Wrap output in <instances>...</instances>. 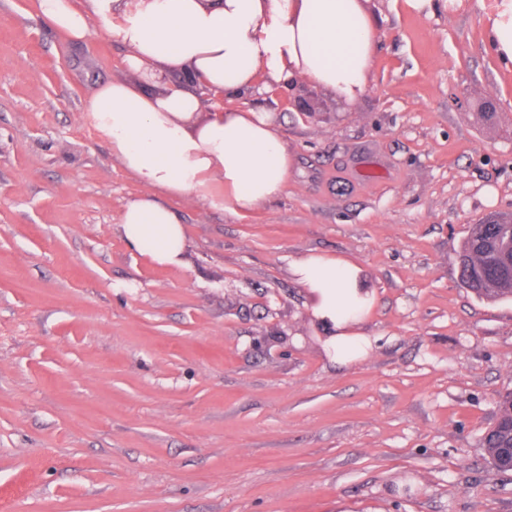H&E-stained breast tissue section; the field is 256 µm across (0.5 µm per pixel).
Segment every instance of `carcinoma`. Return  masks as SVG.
I'll use <instances>...</instances> for the list:
<instances>
[{
    "label": "carcinoma",
    "instance_id": "1",
    "mask_svg": "<svg viewBox=\"0 0 512 512\" xmlns=\"http://www.w3.org/2000/svg\"><path fill=\"white\" fill-rule=\"evenodd\" d=\"M464 287L486 299L512 298V215L490 214L468 225L458 255ZM490 462L499 464V449L512 448V392L500 395L498 414L482 438Z\"/></svg>",
    "mask_w": 512,
    "mask_h": 512
}]
</instances>
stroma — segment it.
I'll use <instances>...</instances> for the list:
<instances>
[{"label": "stroma", "mask_w": 512, "mask_h": 512, "mask_svg": "<svg viewBox=\"0 0 512 512\" xmlns=\"http://www.w3.org/2000/svg\"><path fill=\"white\" fill-rule=\"evenodd\" d=\"M511 5L367 0L358 98L206 101L272 117L288 189L240 216L169 198L186 264L157 267L119 231L150 189L86 114L142 74L102 26L73 41L0 0V512H512L480 442L512 389V301L457 269L468 225L512 212V67L486 39ZM313 253L373 294L346 367L291 274Z\"/></svg>", "instance_id": "obj_1"}]
</instances>
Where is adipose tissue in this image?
Masks as SVG:
<instances>
[{"label": "adipose tissue", "mask_w": 512, "mask_h": 512, "mask_svg": "<svg viewBox=\"0 0 512 512\" xmlns=\"http://www.w3.org/2000/svg\"><path fill=\"white\" fill-rule=\"evenodd\" d=\"M365 0H38L41 17L71 39L93 21L126 51L131 69L161 89L124 80L98 87L87 115L113 156L152 195L129 201L120 219L128 247L155 266L184 265L185 228L168 205L193 198L238 216L288 186L293 159L277 126L252 110L201 116L207 95L242 98L259 83L306 81L351 100L364 92L377 33ZM292 273L314 296L338 365L372 346L362 326L372 302L360 269L312 254Z\"/></svg>", "instance_id": "adipose-tissue-1"}]
</instances>
